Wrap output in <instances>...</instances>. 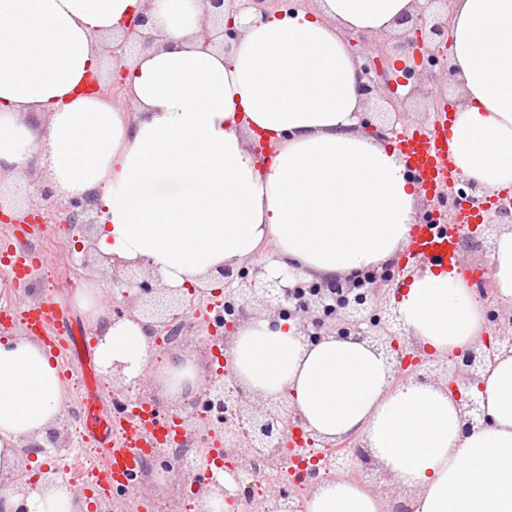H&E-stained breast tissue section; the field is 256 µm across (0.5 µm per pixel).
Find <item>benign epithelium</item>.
<instances>
[{
  "instance_id": "1",
  "label": "benign epithelium",
  "mask_w": 512,
  "mask_h": 512,
  "mask_svg": "<svg viewBox=\"0 0 512 512\" xmlns=\"http://www.w3.org/2000/svg\"><path fill=\"white\" fill-rule=\"evenodd\" d=\"M206 5L205 15L199 22L197 37L203 47L230 50L240 35L234 18L224 17L226 0H201ZM155 0H146L145 10L123 24L119 38H106L104 51L113 61L110 80L100 82L91 77L98 93L120 101L125 93V59L128 51L154 46L156 38L151 29L150 11ZM402 29V46L415 53L413 65L401 77H390L389 71L380 67L375 49L363 45L360 56L359 90L366 99L386 89L390 93L391 107L396 112L405 111L408 101L425 91L422 83L408 85L411 76L434 66L449 69L448 46L445 33L448 24L430 13L426 7L412 15L397 20ZM401 87L408 88L404 94ZM30 176L26 203L10 210L0 207L1 224L68 225L80 233L101 218L102 207L92 194L70 196L65 201L54 199L53 190L34 176ZM476 186L470 182L465 188L455 189V182L448 185L456 193L452 207L436 210L430 220L436 223L458 222L461 238H473L478 232L489 239L499 232L498 221L512 210L502 196L479 199L471 195ZM224 279V307L215 314L195 310L191 297L200 287L189 285L183 289L165 288L150 278H124L112 274V316L147 322L149 335L154 343H166L178 338L179 347L196 341L192 335L193 320H201L208 334V347L203 356L209 360L224 359V366L211 372L203 394H183L169 403L168 414L183 436L198 431L207 441L210 455L201 462L198 472L183 475L196 502L197 512H224V504L239 506L256 505L255 490L267 503L261 512H301L303 503L314 488L324 480H331L359 470L368 460L364 445L350 436L334 443L326 442L310 431L300 413L282 400L269 398L259 403L252 400L239 382L232 353V342L240 321L250 313L265 314L272 319L296 320L298 335L308 342H317L331 334L343 338L365 341L382 354L391 366L393 375L403 381L420 378V371L432 374V381L444 386L456 402L464 431L487 424L488 417L480 405L473 388L480 382L482 373L495 358L512 351V310L500 307L478 284L480 297L487 302L488 321L494 325L489 335L468 350L453 358L428 356L410 349L404 342V331L398 323L396 307L389 304L381 288H359L339 282L302 283L298 272L290 267L276 278H269L265 268L234 271L224 266L217 270ZM112 384L109 399L116 407L126 406L139 411L152 406L150 391L155 385L154 376L144 372L139 378L142 392L132 395L125 384L122 366L114 364L105 374ZM25 447L33 452L47 453L68 447L61 439L59 428L46 433L44 442L30 441ZM261 448H271L268 456L271 472L257 477L250 468L251 457ZM217 466L232 473L238 490L231 494L224 486L202 475ZM69 512H85L89 508L84 489L74 485L70 489Z\"/></svg>"
}]
</instances>
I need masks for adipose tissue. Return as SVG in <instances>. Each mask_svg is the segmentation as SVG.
Segmentation results:
<instances>
[{
    "instance_id": "ef3b65f1",
    "label": "adipose tissue",
    "mask_w": 512,
    "mask_h": 512,
    "mask_svg": "<svg viewBox=\"0 0 512 512\" xmlns=\"http://www.w3.org/2000/svg\"><path fill=\"white\" fill-rule=\"evenodd\" d=\"M423 0H316L264 19L236 13L227 53L202 49L201 0H158V40L128 63L132 109L90 92L97 40L120 33L143 0H0V174L36 163L56 188L97 194L103 254L144 260L169 288L198 283L265 246L267 272L288 265L320 281L384 266L409 243L423 190L394 144L360 129L364 99L343 31L385 35ZM448 44L459 103L448 126L453 165L478 190L512 188V0H450ZM270 147L256 155V138ZM497 302L512 307V227L489 261ZM102 370L134 380L151 365L141 322L116 320L100 290L79 293ZM406 332L439 356L485 334V308L456 265L414 273L396 303ZM232 352L240 382L283 398L328 440L360 436L401 487L411 512H512V354L498 356L476 390L488 425L464 432L442 386L395 381L367 343H307L294 320L245 322ZM169 396L196 392V365L169 358L157 371ZM57 360L34 338L0 340V472L27 439L62 415ZM63 478L41 476L27 499L0 490L12 512H63ZM305 512H383L355 481L319 484Z\"/></svg>"
}]
</instances>
